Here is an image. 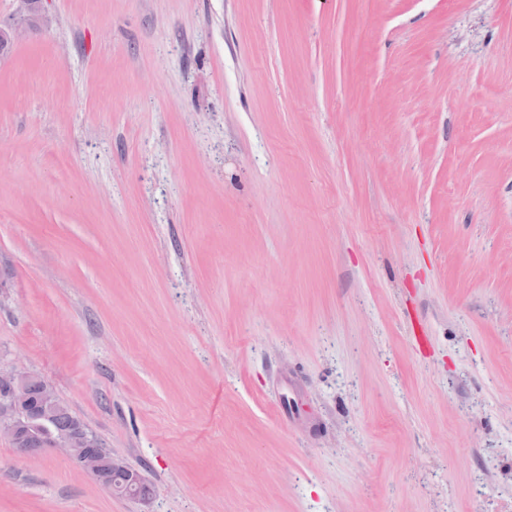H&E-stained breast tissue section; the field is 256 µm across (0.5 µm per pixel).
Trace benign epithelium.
<instances>
[{"label":"benign epithelium","instance_id":"7a95c632","mask_svg":"<svg viewBox=\"0 0 512 512\" xmlns=\"http://www.w3.org/2000/svg\"><path fill=\"white\" fill-rule=\"evenodd\" d=\"M23 5L22 25L0 23V54L7 52L20 36L22 27H40L49 23L41 9V0H19ZM53 388L36 372L0 368V434L12 447L26 454L34 445L66 455L80 470L94 476L115 493L142 500L144 479L141 473L100 448L96 436L78 418H73L63 435L43 431L55 408Z\"/></svg>","mask_w":512,"mask_h":512}]
</instances>
